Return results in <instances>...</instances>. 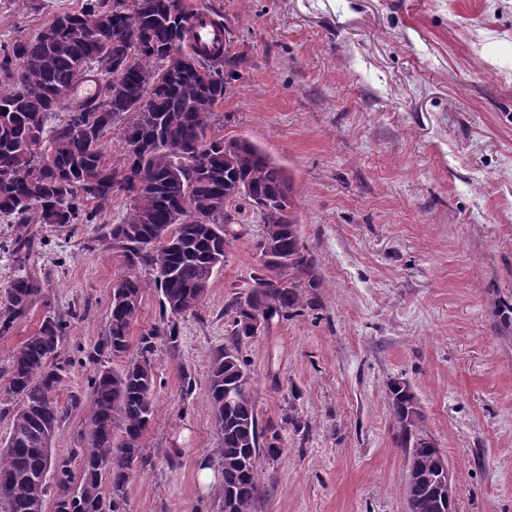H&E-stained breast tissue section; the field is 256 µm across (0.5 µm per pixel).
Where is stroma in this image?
<instances>
[{"label": "stroma", "mask_w": 512, "mask_h": 512, "mask_svg": "<svg viewBox=\"0 0 512 512\" xmlns=\"http://www.w3.org/2000/svg\"><path fill=\"white\" fill-rule=\"evenodd\" d=\"M195 2L223 22L233 60L214 129L287 170L318 282L303 315L238 342L260 424L284 444L258 461L253 512H404L395 380L448 458L456 512H512V0ZM82 3L0 0V49ZM128 207L118 196L95 223L31 225L46 300L0 336V442L13 404L3 375L51 314L67 322L70 362L52 450L78 448L125 273L98 227ZM233 230L177 343L154 344L148 462L127 512H221L218 483L199 480L221 446L210 364L234 342L226 307L259 267L263 224L246 207Z\"/></svg>", "instance_id": "stroma-1"}]
</instances>
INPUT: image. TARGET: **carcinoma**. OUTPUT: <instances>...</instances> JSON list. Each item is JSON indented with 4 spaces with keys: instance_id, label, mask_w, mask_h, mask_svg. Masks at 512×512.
Here are the masks:
<instances>
[{
    "instance_id": "cac0c4a2",
    "label": "carcinoma",
    "mask_w": 512,
    "mask_h": 512,
    "mask_svg": "<svg viewBox=\"0 0 512 512\" xmlns=\"http://www.w3.org/2000/svg\"><path fill=\"white\" fill-rule=\"evenodd\" d=\"M197 10L189 0H86L50 18L35 36L15 40L0 55V214L15 224H91L116 195L129 199L120 223L98 241L121 253L127 272L112 288L101 350L123 359L102 365L90 378L88 421L80 436L81 478L74 484L72 457L45 454L36 414L51 408L67 362L60 358L67 323L48 315L12 355L4 390L15 400L8 438L0 444V512H42L47 479L55 480V512H124L133 473L146 464L142 439L153 415L154 372L148 354L155 340L176 343L169 320L142 333L140 352L129 354V334L149 287L161 294L163 313L196 311L215 271L224 264L234 223L232 209L247 204L260 214L272 244L267 273L251 276L248 293L230 305L237 344L211 363L208 392L219 453V498L234 496L233 512H252L260 488L257 459L281 452V436L259 428L252 385L238 342L255 336L254 315H302L301 276L310 267L291 211L295 190L286 170L243 137L211 132L224 102V46L197 49L189 36ZM91 80L94 99L72 94ZM122 125L118 161L107 162L102 142ZM204 160L175 171L172 150ZM94 207H88V204ZM161 230L169 239H157ZM17 268L0 291V335L44 298L28 270L33 238L11 242ZM150 268L146 282L139 270ZM240 388L232 405L227 388ZM415 395L390 389L389 407L398 447L417 453L434 473L435 449L416 436ZM417 512H438L430 493L400 482Z\"/></svg>"
}]
</instances>
